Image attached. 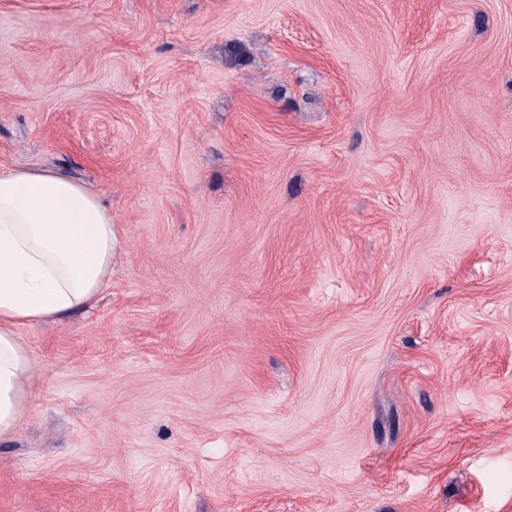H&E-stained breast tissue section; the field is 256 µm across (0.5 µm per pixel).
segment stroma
Masks as SVG:
<instances>
[{
	"mask_svg": "<svg viewBox=\"0 0 512 512\" xmlns=\"http://www.w3.org/2000/svg\"><path fill=\"white\" fill-rule=\"evenodd\" d=\"M0 165L120 237L0 512H512V0H0Z\"/></svg>",
	"mask_w": 512,
	"mask_h": 512,
	"instance_id": "stroma-1",
	"label": "stroma"
}]
</instances>
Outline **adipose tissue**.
Segmentation results:
<instances>
[{
    "label": "adipose tissue",
    "instance_id": "1",
    "mask_svg": "<svg viewBox=\"0 0 512 512\" xmlns=\"http://www.w3.org/2000/svg\"><path fill=\"white\" fill-rule=\"evenodd\" d=\"M118 244L97 193L50 171L0 166V439L25 419L34 392L20 329L94 307Z\"/></svg>",
    "mask_w": 512,
    "mask_h": 512
}]
</instances>
